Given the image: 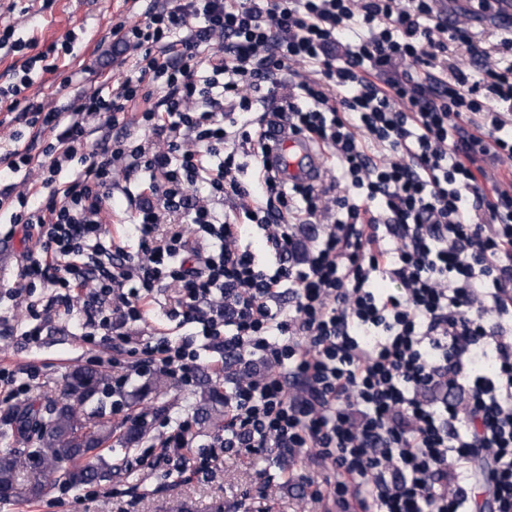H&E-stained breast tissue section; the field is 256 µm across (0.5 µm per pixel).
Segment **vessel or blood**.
<instances>
[{"instance_id": "1", "label": "vessel or blood", "mask_w": 512, "mask_h": 512, "mask_svg": "<svg viewBox=\"0 0 512 512\" xmlns=\"http://www.w3.org/2000/svg\"><path fill=\"white\" fill-rule=\"evenodd\" d=\"M269 165L288 182L319 184L325 175L323 154L300 136H280L271 145Z\"/></svg>"}]
</instances>
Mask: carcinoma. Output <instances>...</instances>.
Returning <instances> with one entry per match:
<instances>
[{
	"label": "carcinoma",
	"instance_id": "cac0c4a2",
	"mask_svg": "<svg viewBox=\"0 0 512 512\" xmlns=\"http://www.w3.org/2000/svg\"><path fill=\"white\" fill-rule=\"evenodd\" d=\"M108 377L87 366L75 368L69 375L65 392L51 408L42 413L30 405L9 414L0 428V502L35 499L44 484L22 485L18 474L27 470L41 476L64 472L72 486L91 485L112 476L118 465L105 462L98 450L112 441V423L84 411V405L105 392ZM201 408L213 413L224 403L219 390L203 392ZM23 443L26 450L12 445Z\"/></svg>",
	"mask_w": 512,
	"mask_h": 512
}]
</instances>
